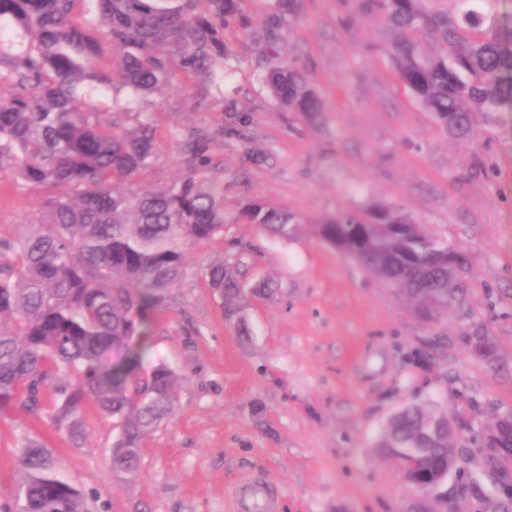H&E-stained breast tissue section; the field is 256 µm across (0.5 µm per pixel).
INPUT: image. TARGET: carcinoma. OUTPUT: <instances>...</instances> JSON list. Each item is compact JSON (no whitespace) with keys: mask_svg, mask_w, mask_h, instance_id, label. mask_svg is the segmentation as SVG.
<instances>
[{"mask_svg":"<svg viewBox=\"0 0 512 512\" xmlns=\"http://www.w3.org/2000/svg\"><path fill=\"white\" fill-rule=\"evenodd\" d=\"M0 0V168L48 194L36 221L0 240V412L47 418L80 438L87 405L112 419V471L133 481L145 437L177 408L179 379L166 364L146 370L153 312L181 282L188 250L224 234V181L213 176L212 137L179 141L185 175L158 189L134 186L157 149L150 116L129 127L87 112L79 96L120 84L135 96L195 79L204 100H224V26L232 0ZM429 0H366L388 27L384 50L399 80L457 137L472 134L471 113L512 101V33L473 8L454 13ZM112 49L102 67L100 42ZM266 82L282 108L314 118L320 106L302 74L283 63ZM10 89L3 96L4 88ZM240 218L287 239L296 217L250 202ZM349 213L315 225L324 242L428 317L461 304L462 274L448 264V243L397 209ZM208 287L224 300L242 285L224 263L208 267ZM50 386L55 399L46 402ZM448 416L405 408L388 421L377 448L418 468L410 485L448 465ZM22 479L3 512H88V495L43 443L22 438Z\"/></svg>","mask_w":512,"mask_h":512,"instance_id":"obj_1","label":"carcinoma"}]
</instances>
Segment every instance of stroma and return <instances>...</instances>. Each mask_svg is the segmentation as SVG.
I'll list each match as a JSON object with an SVG mask.
<instances>
[{
  "label": "stroma",
  "instance_id": "1",
  "mask_svg": "<svg viewBox=\"0 0 512 512\" xmlns=\"http://www.w3.org/2000/svg\"><path fill=\"white\" fill-rule=\"evenodd\" d=\"M361 0H233L224 28V100L193 80L139 97L89 100L101 112L149 114L159 148L138 179L160 188L185 168L179 135L207 132L224 179V234L190 250L186 273L153 325L148 364L179 377L174 416L148 434L142 471L112 474L116 431L93 408L74 444L48 419L0 414V504L22 472V436L41 440L89 496L90 512H237L244 481L262 476L275 512H407L419 493L376 442L408 406L447 414L457 470L430 494L435 512H512L501 488L512 459L487 444L496 416L512 414V103L473 113L476 134L449 135L398 79L380 49L383 19ZM289 62L316 92L310 121L284 110L264 77ZM43 189L0 170V239L37 215ZM256 199L302 224L276 239L238 220ZM394 207L468 257L465 304L435 319L321 241L315 224ZM232 260L244 292L225 314L207 267ZM491 337L495 364L467 338Z\"/></svg>",
  "mask_w": 512,
  "mask_h": 512
}]
</instances>
